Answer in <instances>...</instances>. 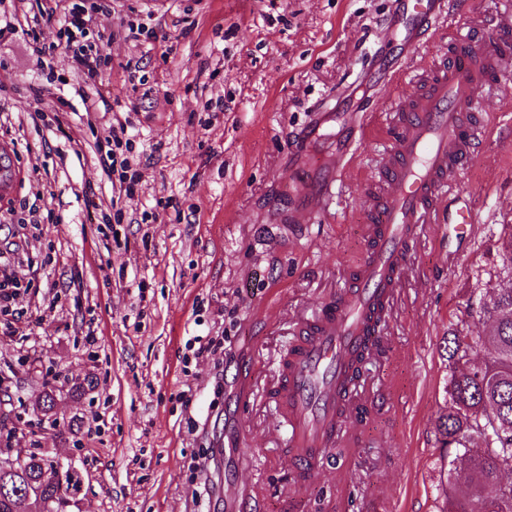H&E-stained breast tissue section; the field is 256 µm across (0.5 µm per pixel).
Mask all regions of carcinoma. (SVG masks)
<instances>
[{
	"label": "carcinoma",
	"mask_w": 512,
	"mask_h": 512,
	"mask_svg": "<svg viewBox=\"0 0 512 512\" xmlns=\"http://www.w3.org/2000/svg\"><path fill=\"white\" fill-rule=\"evenodd\" d=\"M508 274L489 285L479 316L491 322L484 335L448 333V406L436 428L448 456L441 512H512V234L502 240ZM53 461L27 451L16 468H0V512H53L71 474L50 479Z\"/></svg>",
	"instance_id": "1"
}]
</instances>
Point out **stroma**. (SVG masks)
<instances>
[{"label":"stroma","instance_id":"stroma-1","mask_svg":"<svg viewBox=\"0 0 512 512\" xmlns=\"http://www.w3.org/2000/svg\"><path fill=\"white\" fill-rule=\"evenodd\" d=\"M97 2L104 63L85 97L70 93L79 79L65 52L37 58L20 34L0 45V142L14 144L18 174L0 201V259L29 285L0 333L12 447L70 465L66 512H225V490L245 485L262 512H437L444 338L461 318L482 332L468 311L502 275L512 229V69L485 87L495 131L452 189L475 222L461 239L426 225L386 350L366 365L359 444L335 447L336 470L314 465L295 484L270 388L295 323L344 286L365 249L363 189L384 162L393 98L413 94L423 64L448 50L453 21L479 46L512 5L448 0L449 18L411 56L383 29L394 0ZM139 23L154 37H129ZM379 55L399 79L381 80ZM118 102L130 109V195L96 147ZM359 105L372 115L369 143L329 210L289 224L292 167L339 147ZM302 135L305 154L291 156ZM90 198L107 215L88 217ZM22 202L41 223L17 224ZM203 339L222 350L196 356ZM248 372L245 405L235 386Z\"/></svg>","mask_w":512,"mask_h":512}]
</instances>
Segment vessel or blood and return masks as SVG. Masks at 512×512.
<instances>
[{"label":"vessel or blood","instance_id":"b4317fda","mask_svg":"<svg viewBox=\"0 0 512 512\" xmlns=\"http://www.w3.org/2000/svg\"><path fill=\"white\" fill-rule=\"evenodd\" d=\"M443 14L444 0H402L388 28L415 52ZM511 65L512 24L493 26L479 48L457 35L449 53L417 75V92L395 99L385 165L365 186L366 251L326 308L297 322L279 364L274 405L292 461L326 459L341 429L338 409L357 401L349 392V361L362 349L379 309L391 308L425 225L438 216L449 188L485 139L480 93L489 75ZM368 124L367 112H354L350 137L337 149L325 179L296 197L289 223H308L326 210L336 183L368 141Z\"/></svg>","mask_w":512,"mask_h":512}]
</instances>
